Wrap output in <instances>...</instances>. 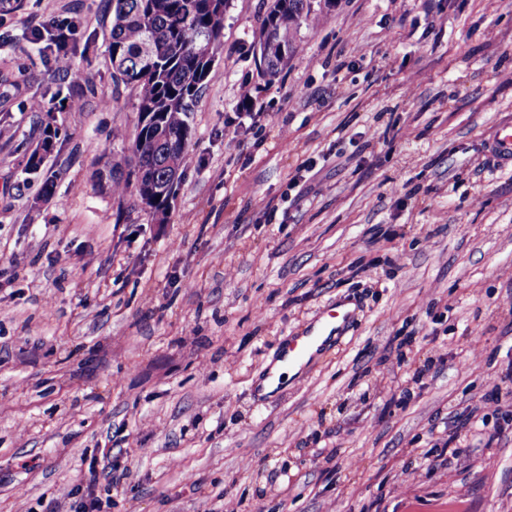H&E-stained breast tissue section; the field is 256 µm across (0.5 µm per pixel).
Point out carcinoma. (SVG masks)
Masks as SVG:
<instances>
[{"mask_svg":"<svg viewBox=\"0 0 512 512\" xmlns=\"http://www.w3.org/2000/svg\"><path fill=\"white\" fill-rule=\"evenodd\" d=\"M312 8L313 0H270L257 42L266 76H276L295 52ZM223 38L220 0H112L109 60L115 85L136 90L138 122L130 150L138 163L127 172L123 158L104 161L94 172L100 190L121 198L134 177L139 188L158 190L151 210L167 215L189 166L186 117L214 77V48ZM75 105H82L79 96L57 85L40 110L45 139L59 138L58 113Z\"/></svg>","mask_w":512,"mask_h":512,"instance_id":"1","label":"carcinoma"}]
</instances>
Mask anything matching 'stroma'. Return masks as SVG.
Masks as SVG:
<instances>
[{
	"instance_id": "obj_1",
	"label": "stroma",
	"mask_w": 512,
	"mask_h": 512,
	"mask_svg": "<svg viewBox=\"0 0 512 512\" xmlns=\"http://www.w3.org/2000/svg\"><path fill=\"white\" fill-rule=\"evenodd\" d=\"M267 4L227 0L163 224L93 184L137 123L112 0L0 12V512L85 492L92 465L102 512H512V0H334L273 78ZM51 20L75 26L63 76L32 36ZM62 78L94 93L35 177L27 104ZM343 300L339 345L259 396Z\"/></svg>"
}]
</instances>
